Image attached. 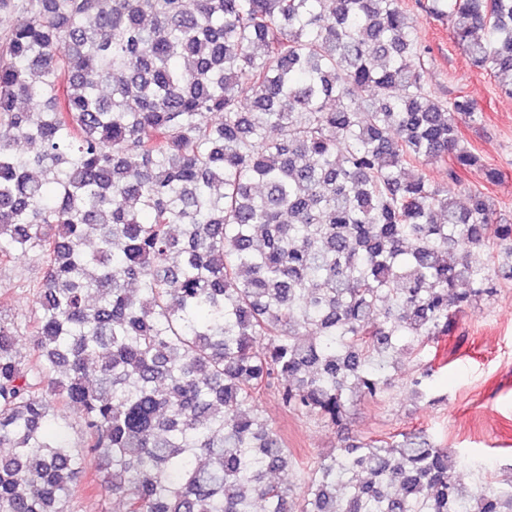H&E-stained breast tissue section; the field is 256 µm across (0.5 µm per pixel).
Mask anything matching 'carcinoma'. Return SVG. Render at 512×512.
<instances>
[{
	"instance_id": "1",
	"label": "carcinoma",
	"mask_w": 512,
	"mask_h": 512,
	"mask_svg": "<svg viewBox=\"0 0 512 512\" xmlns=\"http://www.w3.org/2000/svg\"><path fill=\"white\" fill-rule=\"evenodd\" d=\"M421 7L512 95V0ZM17 13L0 266L43 275L28 319L0 314V512H73L92 471L123 512H512V481L468 494L420 429L321 456L299 504L272 479L267 393L339 427L512 281L500 172L460 132L482 110L425 84L404 0H0Z\"/></svg>"
}]
</instances>
